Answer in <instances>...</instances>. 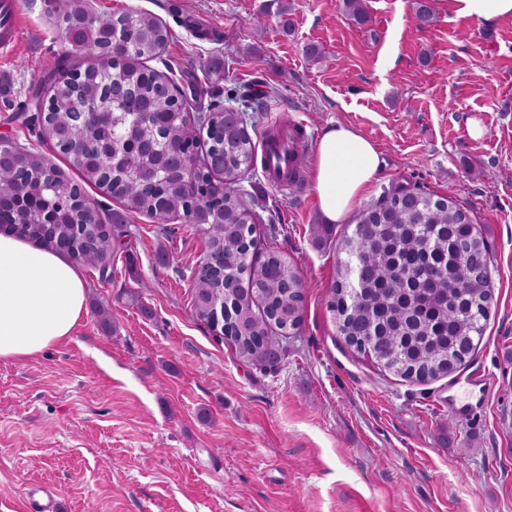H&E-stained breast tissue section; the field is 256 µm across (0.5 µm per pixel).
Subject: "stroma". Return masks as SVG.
<instances>
[{"mask_svg":"<svg viewBox=\"0 0 512 512\" xmlns=\"http://www.w3.org/2000/svg\"><path fill=\"white\" fill-rule=\"evenodd\" d=\"M365 2L361 26L342 0H89L101 14L157 16L163 58L192 78L218 62L223 94L263 92L255 138L303 123L310 162L323 130L348 124L385 159L375 193L415 185L468 209L493 255L477 348L456 371L410 382L346 346L327 303L354 219L315 241L311 183L278 187L255 164L241 186L262 218L259 245L306 283L279 364L243 361L195 316L202 235L128 215L110 277L80 268L87 309L72 336L0 361V512H23L33 486L63 512H512V18L489 27L428 0L436 21L423 26L416 0ZM43 8L20 0L19 40L0 53L13 100L0 104V138L47 154L19 110L60 49ZM477 368L489 397L475 416L453 413L450 392Z\"/></svg>","mask_w":512,"mask_h":512,"instance_id":"35a3bbf8","label":"stroma"}]
</instances>
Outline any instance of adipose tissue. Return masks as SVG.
Listing matches in <instances>:
<instances>
[{
  "label": "adipose tissue",
  "instance_id": "obj_1",
  "mask_svg": "<svg viewBox=\"0 0 512 512\" xmlns=\"http://www.w3.org/2000/svg\"><path fill=\"white\" fill-rule=\"evenodd\" d=\"M383 164L374 142L352 127L324 129L311 177L324 221H344L372 190ZM85 298L86 283L70 261L0 233V361L35 357L65 341Z\"/></svg>",
  "mask_w": 512,
  "mask_h": 512
}]
</instances>
